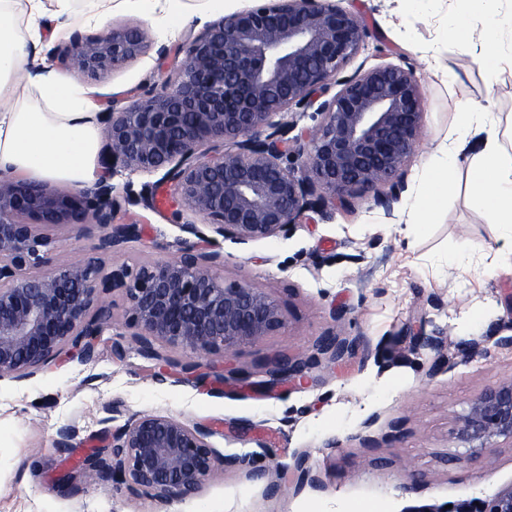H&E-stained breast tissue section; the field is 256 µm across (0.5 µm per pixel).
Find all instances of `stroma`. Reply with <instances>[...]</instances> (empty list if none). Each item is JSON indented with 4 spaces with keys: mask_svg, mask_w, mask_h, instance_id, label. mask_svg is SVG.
Wrapping results in <instances>:
<instances>
[{
    "mask_svg": "<svg viewBox=\"0 0 512 512\" xmlns=\"http://www.w3.org/2000/svg\"><path fill=\"white\" fill-rule=\"evenodd\" d=\"M186 23L153 32L137 10H113L107 26L146 29L143 52L122 67L81 76L99 108L109 97L160 83L161 47L195 35L209 23L251 8L254 0H183ZM374 37L345 74L380 63L415 70L421 93V137L406 166V188L392 213L357 201L354 213L324 219L307 213L287 234L248 243L224 240L226 282L265 289L282 307L277 335L229 357L204 360L198 377L178 371L156 380L154 361L132 342L121 292L107 294L108 329L92 359L74 356L25 380H0V512H435L470 500L488 501L512 485V445L466 459L451 433L488 386L512 378V243L497 238L465 186L471 152H463L439 217L406 236L419 214L415 201L431 153L454 139L459 103L490 106L512 122V64L489 73L471 52L443 35L453 0H353ZM163 171L112 179L155 187L150 204H121L117 224L141 233L120 251L100 253L95 225L56 230L48 257L61 264L101 258L136 267L177 255L185 237L174 224V190ZM343 309L333 318V309ZM443 331L448 360L418 348L417 332ZM360 338L358 354L339 366L311 369V383L266 390L265 361L278 351L308 356L322 338ZM239 367L246 386L222 384L216 374ZM118 406L116 425L131 417L167 413L214 429L209 442L222 456H247L255 469L291 466L305 454L321 488H283L268 496V480L247 471L217 472L195 495L159 501L133 479L98 483L81 471L86 455L103 449L106 405ZM374 425H367L369 416ZM70 428V447H57Z\"/></svg>",
    "mask_w": 512,
    "mask_h": 512,
    "instance_id": "35a3bbf8",
    "label": "stroma"
}]
</instances>
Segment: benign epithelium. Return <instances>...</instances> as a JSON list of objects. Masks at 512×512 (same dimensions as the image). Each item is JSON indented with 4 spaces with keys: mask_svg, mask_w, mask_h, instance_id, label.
I'll use <instances>...</instances> for the list:
<instances>
[{
    "mask_svg": "<svg viewBox=\"0 0 512 512\" xmlns=\"http://www.w3.org/2000/svg\"><path fill=\"white\" fill-rule=\"evenodd\" d=\"M369 30L337 0H262L226 16L174 49L161 47L166 76L100 113L105 176L87 190L61 191L0 171V379H28L52 361L74 354L90 359L103 335L102 295L121 291L127 325L144 356L192 376L199 362L162 358L160 341L200 358L230 355L275 335L281 306L265 290L218 275L224 253L194 223L196 237L174 258L137 268L88 260L50 264L46 252L56 228L95 224L108 229L98 250L114 252L139 233L113 223L120 207L112 175L118 169L165 170L176 202L213 232L240 243L285 234L307 211L329 219L354 200L372 196L392 215L405 190L404 168L421 131V96L410 67L390 63L343 75ZM146 38L136 27H114L76 41L62 60L82 74L114 69L137 57ZM298 110L315 124L277 116ZM234 149L198 154L204 143ZM300 161L301 172L285 160ZM357 339L334 335L302 358L278 354L267 362L266 387L305 378L326 361L339 364L358 352ZM418 346L437 354L445 339L422 334ZM212 427L189 425L169 414L132 418L112 431V452L87 458L94 481L131 476L167 501L198 493L215 472L243 464L220 456ZM473 459L499 440L512 443V380L484 389L453 431ZM289 482L299 491L319 479L304 454L295 456ZM462 512H512V485Z\"/></svg>",
    "mask_w": 512,
    "mask_h": 512,
    "instance_id": "7a95c632",
    "label": "benign epithelium"
}]
</instances>
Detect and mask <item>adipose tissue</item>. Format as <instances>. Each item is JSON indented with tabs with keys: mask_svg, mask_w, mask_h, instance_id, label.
Here are the masks:
<instances>
[{
	"mask_svg": "<svg viewBox=\"0 0 512 512\" xmlns=\"http://www.w3.org/2000/svg\"><path fill=\"white\" fill-rule=\"evenodd\" d=\"M166 2L168 26L181 23V0H24L22 18L11 7L16 0H0V171L21 173L75 189L90 187L101 175L98 162L100 127L98 107L77 76H61L31 49L44 34L64 40L71 29L97 27L115 6L129 5L152 15ZM499 0H456L449 19V37L467 40L466 17L484 13L487 25L480 38L477 58L496 69L504 56L502 32L512 30V15L500 17ZM457 125L479 136L482 148L472 162L466 186L472 204L483 210L497 234L512 241V154L499 140L488 110L461 106ZM460 143L440 145L431 155L417 199L424 214L439 210L452 187Z\"/></svg>",
	"mask_w": 512,
	"mask_h": 512,
	"instance_id": "obj_1",
	"label": "adipose tissue"
}]
</instances>
